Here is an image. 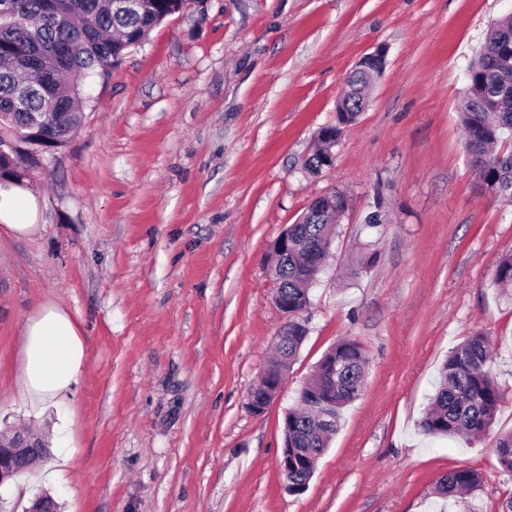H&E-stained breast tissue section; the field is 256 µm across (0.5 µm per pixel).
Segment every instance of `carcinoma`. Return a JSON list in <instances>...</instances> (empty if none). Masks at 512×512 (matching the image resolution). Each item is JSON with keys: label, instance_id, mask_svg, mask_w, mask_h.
I'll return each instance as SVG.
<instances>
[{"label": "carcinoma", "instance_id": "obj_1", "mask_svg": "<svg viewBox=\"0 0 512 512\" xmlns=\"http://www.w3.org/2000/svg\"><path fill=\"white\" fill-rule=\"evenodd\" d=\"M192 0H12L13 11L0 17V145L24 140L28 148L47 153L64 146L79 123L83 87L87 78L105 75L118 66L127 51L142 44L150 31L169 16L187 8ZM512 17L492 26L485 51L467 69L466 104L461 112L464 151L478 181L495 196L512 199V43L501 44ZM50 54L56 68L46 81L36 70L37 59ZM366 103L347 97L339 106V125L357 120ZM29 154L12 150L0 154V183L14 181L24 171ZM292 225L297 247L271 269L279 290L297 309L307 311L310 289L320 271L301 275L309 249L323 240L334 241L335 225L310 208ZM494 284L503 294L512 291V253L503 255L495 269ZM307 337L288 335V363ZM336 362H319V384L302 387L294 407L288 409V447L312 453V462L329 447L320 432V412L307 406L310 398L336 392V406L328 413L340 417L342 408L357 398L363 386L366 356L357 343L343 339L325 356ZM491 354L487 336L477 333L453 346L439 370L429 408L420 421L430 437H478L490 432L501 391L486 369ZM501 469L512 476V432L494 441ZM480 475L470 469L451 471L438 484L439 495L453 498L474 489Z\"/></svg>", "mask_w": 512, "mask_h": 512}]
</instances>
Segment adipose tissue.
Wrapping results in <instances>:
<instances>
[{
	"instance_id": "obj_1",
	"label": "adipose tissue",
	"mask_w": 512,
	"mask_h": 512,
	"mask_svg": "<svg viewBox=\"0 0 512 512\" xmlns=\"http://www.w3.org/2000/svg\"><path fill=\"white\" fill-rule=\"evenodd\" d=\"M37 205L21 185L0 183V226L16 235L34 234ZM86 349L72 318L60 307L48 305L24 328L20 393L26 403L46 407L74 395Z\"/></svg>"
}]
</instances>
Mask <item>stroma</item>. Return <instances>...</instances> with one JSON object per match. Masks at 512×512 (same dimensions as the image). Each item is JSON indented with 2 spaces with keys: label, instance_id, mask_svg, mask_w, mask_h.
<instances>
[{
  "label": "stroma",
  "instance_id": "obj_1",
  "mask_svg": "<svg viewBox=\"0 0 512 512\" xmlns=\"http://www.w3.org/2000/svg\"><path fill=\"white\" fill-rule=\"evenodd\" d=\"M508 13L512 0H203L87 80L76 132L25 181L39 232L0 228V431H39L53 450L67 423L70 459L16 475L0 506L25 512L49 492L60 512H500L512 477L490 438L418 423L449 348L482 332L502 392L494 429L512 430V299L491 284L512 203L480 191L458 118L466 70ZM380 45L367 108L309 173L347 75ZM333 191L349 208L308 337L254 414L284 321L270 245ZM48 303L87 358L74 395L39 409L16 381L24 324ZM344 337L366 382L295 495L279 469L284 416ZM460 468L480 485L439 498L438 478ZM285 377V374L272 375L269 369L263 371L260 381L251 389L248 396V404L255 414L263 413L279 394Z\"/></svg>",
  "mask_w": 512,
  "mask_h": 512
}]
</instances>
